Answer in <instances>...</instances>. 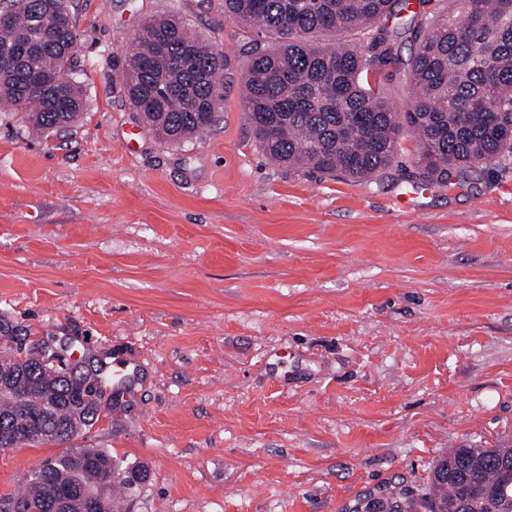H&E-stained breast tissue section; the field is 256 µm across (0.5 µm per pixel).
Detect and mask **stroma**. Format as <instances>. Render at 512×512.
Returning <instances> with one entry per match:
<instances>
[{
	"instance_id": "1",
	"label": "stroma",
	"mask_w": 512,
	"mask_h": 512,
	"mask_svg": "<svg viewBox=\"0 0 512 512\" xmlns=\"http://www.w3.org/2000/svg\"><path fill=\"white\" fill-rule=\"evenodd\" d=\"M86 108L35 133L0 112V319L139 379L74 448L146 482L123 512H349L451 448L512 446V164L413 188L269 161L240 88L249 33L224 0H68ZM173 13L227 58L224 105L160 143L120 71ZM60 445L0 450V496Z\"/></svg>"
}]
</instances>
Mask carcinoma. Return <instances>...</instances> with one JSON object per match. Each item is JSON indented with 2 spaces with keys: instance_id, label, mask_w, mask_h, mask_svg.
<instances>
[{
  "instance_id": "obj_1",
  "label": "carcinoma",
  "mask_w": 512,
  "mask_h": 512,
  "mask_svg": "<svg viewBox=\"0 0 512 512\" xmlns=\"http://www.w3.org/2000/svg\"><path fill=\"white\" fill-rule=\"evenodd\" d=\"M224 0V15L272 39L249 50L243 98L263 154L303 173L355 180L382 176L400 155L402 135L417 140L416 187H446L476 163L512 161V0ZM10 29L0 32V104L31 113L43 133L71 126L84 111L73 66L67 0H3ZM396 26L387 21L402 13ZM414 46L403 58L401 45ZM128 97L162 143L179 146L213 126L224 101L226 59L176 15L147 19L120 62ZM405 78L402 107L385 85ZM14 382L24 407L0 393V426L16 447L62 444L99 421L80 406L78 386L28 358ZM53 395L45 401V393ZM112 454L68 448L42 461L18 497L25 512L110 486L103 512H118ZM380 512H512V447L452 448L423 484L394 488Z\"/></svg>"
}]
</instances>
